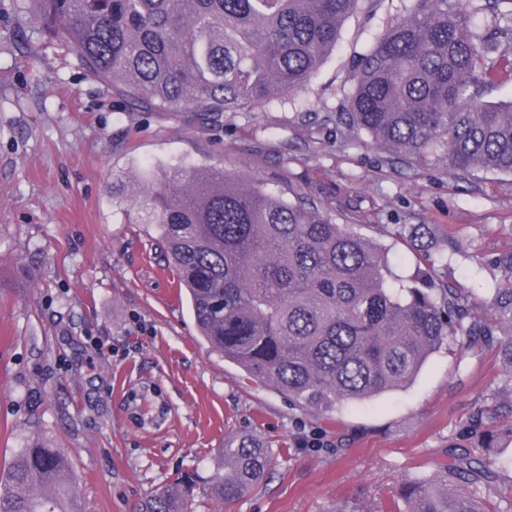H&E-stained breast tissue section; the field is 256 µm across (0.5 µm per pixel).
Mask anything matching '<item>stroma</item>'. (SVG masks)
Listing matches in <instances>:
<instances>
[{
    "instance_id": "1",
    "label": "stroma",
    "mask_w": 512,
    "mask_h": 512,
    "mask_svg": "<svg viewBox=\"0 0 512 512\" xmlns=\"http://www.w3.org/2000/svg\"><path fill=\"white\" fill-rule=\"evenodd\" d=\"M410 5L362 0L303 90L213 125L126 107L0 0V462L39 434L63 449L84 512H142L185 473L191 512H211L224 442L250 434L274 465L223 512H402L407 481L484 446L466 427L491 409V468L512 474L499 407L512 361L449 346L406 389L329 416L294 406L210 350L159 243L112 197L152 165L221 168L314 200L388 248L394 274L440 257L436 279L455 277L483 309L503 277L493 260L512 248V175L416 168L365 131L314 124L346 110L354 58Z\"/></svg>"
}]
</instances>
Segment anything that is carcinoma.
<instances>
[{"mask_svg":"<svg viewBox=\"0 0 512 512\" xmlns=\"http://www.w3.org/2000/svg\"><path fill=\"white\" fill-rule=\"evenodd\" d=\"M43 44L143 112H195L213 123L307 85L360 0H16ZM413 0L357 59L344 112L320 125L367 131L406 162L448 173L512 175V101L484 89L512 81V0ZM130 200L189 294L200 336L254 380L322 414L402 390L442 347L497 345L512 360V250L485 310L449 277L407 280L385 248L315 202L289 201L217 168L150 167ZM213 512L259 487L272 452L259 438L224 442ZM0 512H83L61 449L32 437L0 469ZM181 476L148 512H187ZM409 512H512V476L451 454L435 480L407 486Z\"/></svg>","mask_w":512,"mask_h":512,"instance_id":"1","label":"carcinoma"}]
</instances>
